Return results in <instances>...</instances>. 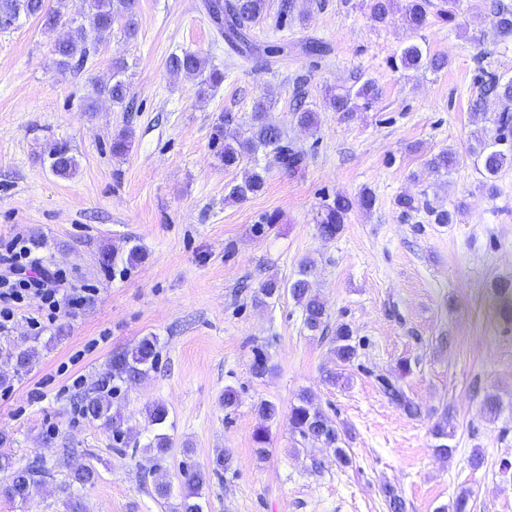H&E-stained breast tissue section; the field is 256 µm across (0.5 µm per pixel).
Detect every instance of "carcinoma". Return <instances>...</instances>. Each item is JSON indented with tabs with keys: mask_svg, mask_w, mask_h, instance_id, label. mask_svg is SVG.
Here are the masks:
<instances>
[{
	"mask_svg": "<svg viewBox=\"0 0 512 512\" xmlns=\"http://www.w3.org/2000/svg\"><path fill=\"white\" fill-rule=\"evenodd\" d=\"M86 21L77 22L65 12V0H58L51 7L47 0H0V29H7L17 24L20 19L35 18L49 29L57 27L68 28L67 33L55 43L54 55L56 68L60 71H80L98 46L112 40V26L116 16L125 19V36L133 38L138 30V21L134 0H85ZM460 0H406L401 9L404 24L413 30L424 27L429 17L433 16L443 22H452L456 18ZM266 0H207L206 9L215 23L218 33L224 41L238 54H252L257 49L256 44L248 36L252 26L264 17ZM495 39L506 43L512 41V9L505 5L497 6V22ZM401 65L407 69L428 65L434 71H440L447 65L442 56L424 58L420 46L410 44L404 47L399 55ZM208 60L197 52L183 50L173 53L167 60L168 69L175 74L187 77H197L209 72L203 80L207 88H214L224 80V74L217 69L207 70ZM126 68L123 58L112 59V80L94 85L95 97L88 99L87 107L95 109L99 100L105 99L114 106H122L129 97V85L122 78ZM485 91L494 94L502 104L501 113L495 121V133L478 140L477 157L487 178L496 176L504 166L512 165V80L500 82L496 76H491L485 85ZM380 96L378 87L371 81L365 82L356 92L345 89L329 96L327 108L348 114L358 108L356 100H364V107H369ZM275 103L274 92L266 91L264 96L254 106L251 123L247 136L234 142H223L219 159L226 167H237L243 161H248L252 167L245 173L241 182L233 185L227 199L239 202L250 195L262 190L265 174L269 170L267 160L271 159L278 167L295 173L301 169L305 161V153L288 143L282 128L269 121L268 109ZM297 124L306 129H315L320 124L319 112L299 107L293 112ZM131 132L122 130L112 138V154L125 155L131 148ZM51 170L61 177H70L77 169L76 159L70 154L67 145H54L49 151ZM455 162V154L442 150L433 155L427 165L435 173L448 172ZM376 197L369 190H363L357 200L343 194H336L329 203H324L317 212L316 224L321 237L333 239L339 234L354 206L368 211L375 206ZM396 205L408 213L425 209L437 224L453 223L456 212L432 206L431 203L421 202L412 197L401 196ZM313 266L309 262L300 264L297 277L288 286L281 287L275 279L262 283L260 292L265 297H272L281 290L288 291L292 299L302 307L304 325L317 333L326 324V311L323 303L312 293L310 277ZM336 361L349 364L357 356V346L353 343L350 327L344 323L336 326L333 339ZM39 351L30 346L15 355L16 371H27L37 361ZM159 360L157 338L144 337L137 346L112 357L110 375L112 380L120 383H138L148 377ZM79 412L82 416L95 421H102L113 426L116 436L123 435L121 420L112 416L111 396L97 388L87 391L80 399ZM257 413L263 424L257 427L253 441L259 453L268 451V430L266 423L274 421L279 416L276 404L263 401L257 407ZM169 412L162 403H155L146 409V429L150 432L144 451L152 458L161 462L167 457L172 447V437L166 432ZM288 427L292 434L304 441L320 443L331 448L339 441L336 422L320 407L313 403L311 395L302 393L298 396L297 404L288 413ZM433 433L442 439L436 445L438 455L448 458L454 448L444 443V439L452 436L447 425L437 423ZM12 470L10 479L0 485V496L25 503L31 499L35 486L48 468L43 464L24 468H13L12 460L7 455H0V470ZM226 469V459L220 454L213 462L211 473L219 476ZM182 476V495L179 512H203L202 489L209 474L186 461L179 467Z\"/></svg>",
	"mask_w": 512,
	"mask_h": 512,
	"instance_id": "1",
	"label": "carcinoma"
}]
</instances>
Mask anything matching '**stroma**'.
Returning <instances> with one entry per match:
<instances>
[{
	"instance_id": "stroma-1",
	"label": "stroma",
	"mask_w": 512,
	"mask_h": 512,
	"mask_svg": "<svg viewBox=\"0 0 512 512\" xmlns=\"http://www.w3.org/2000/svg\"><path fill=\"white\" fill-rule=\"evenodd\" d=\"M461 0L456 23L430 19L406 28L400 14L377 22L371 0H296L280 16L266 0L253 39L265 52L243 59L225 45L205 0H136L138 32L125 39L115 20L110 43L85 68L57 71L52 50L62 30L35 19L0 29V237L21 233L46 240L45 264L69 273L73 288L95 293L84 311L61 316L40 338L30 336L35 307L20 311L12 333L0 335V454L25 467L37 458L49 473L28 503L0 497V512H65L64 490L75 468L95 471L79 487L86 512H174L179 496L153 492L152 457L142 450L145 409L164 404L175 428L162 466L180 487L179 466L208 467L218 454L229 466L203 488L204 512H447L470 491V512H512V321L497 307L496 283L512 282V166L486 180L473 153L477 131L492 128L495 96H481L482 73L512 78V42L494 41V2ZM319 40L322 56L276 54L277 46ZM416 44L444 56L440 71L396 65ZM200 53L224 74L207 97L196 79L169 71L171 52ZM123 55L135 103L131 112L86 100L108 81ZM374 81L381 97L347 115L325 109L328 90ZM273 90L269 119L306 154L288 174L270 166L263 190L232 202L226 194L244 166L224 167V139L246 128L256 99ZM318 109L316 130L293 120L296 92ZM483 99V114L471 105ZM233 123H225V113ZM134 133L129 152L112 153V138ZM67 142L75 174L55 175L47 152ZM451 150L455 166L439 175L426 160ZM371 190V210L354 208L336 238H322L315 217L341 193ZM456 210L454 223H432L426 211L402 213L400 195ZM277 224L257 232L263 216ZM140 247L128 267H102V247ZM314 266L312 290L328 314L326 331L309 332L288 293L260 298L268 278L292 281L301 262ZM347 324L358 356L331 384L334 331ZM158 340L159 362L148 378L112 394L124 438L83 418L75 402L95 388L114 354L143 337ZM37 345L39 358L15 372L13 356ZM269 372L250 369L255 349ZM83 386H73L75 377ZM399 387L419 410L407 415L384 393ZM239 394L224 411L225 387ZM309 391L336 423L347 462L335 450L301 443L288 412ZM498 395L497 416L482 408ZM275 403L271 453L259 457L253 433L257 406ZM450 421L451 458L438 456L433 427ZM338 447V448H339ZM480 454V466L470 458Z\"/></svg>"
}]
</instances>
